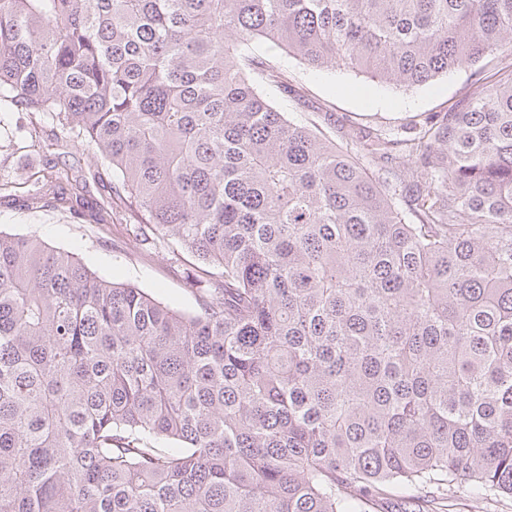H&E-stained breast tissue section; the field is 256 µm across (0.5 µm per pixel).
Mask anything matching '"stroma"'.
Here are the masks:
<instances>
[{"instance_id": "35a3bbf8", "label": "stroma", "mask_w": 512, "mask_h": 512, "mask_svg": "<svg viewBox=\"0 0 512 512\" xmlns=\"http://www.w3.org/2000/svg\"><path fill=\"white\" fill-rule=\"evenodd\" d=\"M257 52L279 67L288 83L284 90L273 83L264 85L268 98L298 121L319 123L330 118V134L343 146L361 131L391 135L410 120L448 111L472 80L470 69L461 68L432 84L405 89L344 68L314 70L269 45L259 46ZM28 125L21 112L0 120V182H22L51 166L86 169L95 163L93 153L81 146L62 151L32 145L24 135ZM0 230L37 236L52 247L74 253L98 275L135 285L175 310L195 309L187 285L192 256L172 243L155 248L133 240L122 215H113L111 223L96 224L89 217L59 208L30 209L21 201L2 197ZM369 512H512V499L473 502L459 494L446 502L412 504L390 497L371 502Z\"/></svg>"}]
</instances>
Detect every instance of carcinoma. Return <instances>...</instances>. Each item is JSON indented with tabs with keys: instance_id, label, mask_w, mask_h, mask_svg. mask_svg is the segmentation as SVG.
I'll list each match as a JSON object with an SVG mask.
<instances>
[{
	"instance_id": "1",
	"label": "carcinoma",
	"mask_w": 512,
	"mask_h": 512,
	"mask_svg": "<svg viewBox=\"0 0 512 512\" xmlns=\"http://www.w3.org/2000/svg\"><path fill=\"white\" fill-rule=\"evenodd\" d=\"M265 43L474 80L342 150L262 93ZM14 110L97 154L24 206L80 214L102 184L94 223L196 257L197 309L0 231V512L512 498V0H0Z\"/></svg>"
}]
</instances>
